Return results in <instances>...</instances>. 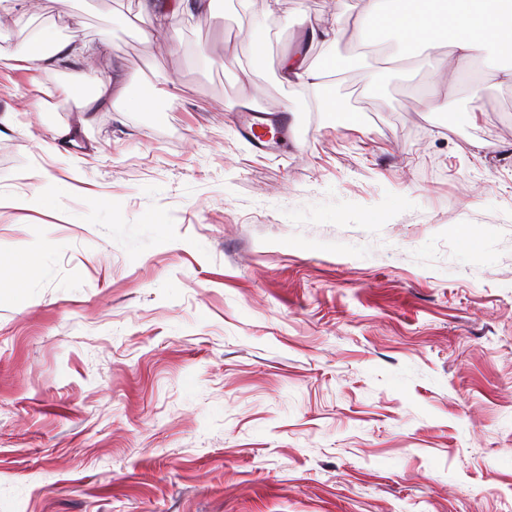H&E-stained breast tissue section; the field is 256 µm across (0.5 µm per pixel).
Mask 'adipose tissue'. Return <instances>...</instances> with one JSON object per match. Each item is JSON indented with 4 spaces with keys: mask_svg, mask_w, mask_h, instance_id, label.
Instances as JSON below:
<instances>
[{
    "mask_svg": "<svg viewBox=\"0 0 512 512\" xmlns=\"http://www.w3.org/2000/svg\"><path fill=\"white\" fill-rule=\"evenodd\" d=\"M356 31L368 42L393 41L401 45L412 41L430 42L438 32H448L452 56L436 61L438 73L444 75L452 64L463 68L480 58L491 64L502 57L512 60V0H391L387 13L371 15L369 20L357 24ZM97 54V48L88 44L77 46L70 41L59 42L46 50L31 42L0 61L8 66L20 64L39 69L62 61L86 62ZM281 76L284 81L317 89L321 104L330 106L332 96L325 74L310 68L302 50L285 55ZM126 93L123 75L116 69H109L94 94L81 104L76 124L60 130V138L68 144H76L82 128L94 113L115 109Z\"/></svg>",
    "mask_w": 512,
    "mask_h": 512,
    "instance_id": "adipose-tissue-1",
    "label": "adipose tissue"
}]
</instances>
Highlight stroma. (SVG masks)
I'll return each mask as SVG.
<instances>
[{"instance_id": "1", "label": "stroma", "mask_w": 512, "mask_h": 512, "mask_svg": "<svg viewBox=\"0 0 512 512\" xmlns=\"http://www.w3.org/2000/svg\"><path fill=\"white\" fill-rule=\"evenodd\" d=\"M30 5L0 55L110 37L79 80L0 64V512H512V80L359 42L369 0ZM338 13L326 109L280 65ZM111 61L158 95L60 146ZM141 11L155 22L176 17L185 12L202 13L210 8L211 0H140ZM236 112H240L241 135L259 153L268 151L273 143L288 141L291 136L294 117L288 112L267 116L254 115L250 113L251 108L243 103L237 107ZM268 130L274 131V138L269 137Z\"/></svg>"}]
</instances>
